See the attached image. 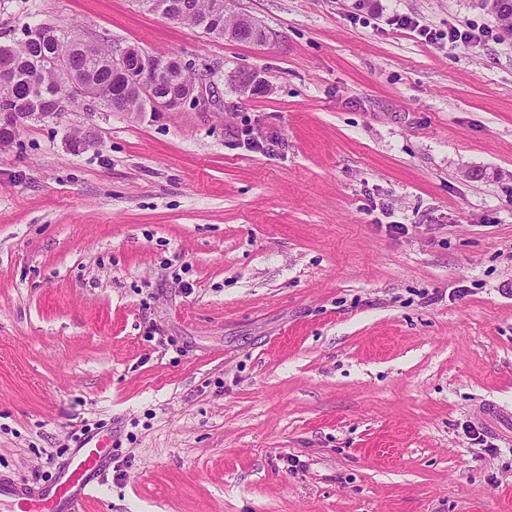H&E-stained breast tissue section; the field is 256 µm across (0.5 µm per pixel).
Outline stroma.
Segmentation results:
<instances>
[{"label": "stroma", "instance_id": "obj_1", "mask_svg": "<svg viewBox=\"0 0 512 512\" xmlns=\"http://www.w3.org/2000/svg\"><path fill=\"white\" fill-rule=\"evenodd\" d=\"M236 9L264 41L0 0L2 46L50 24L214 85L88 99L0 152V474L50 480L89 423L112 463L86 512H512V39L386 22L494 25L483 0ZM388 24L395 26L397 29H408L412 31H418L419 34L424 37L425 41L437 44L442 40H448V42H481L491 31L489 28L476 27L474 24H466L462 27V30L453 25L448 27L447 31H437L431 28L421 26L418 21L398 12H393L388 18ZM224 83L239 95L252 97L267 93L268 84L259 72L231 70L224 74Z\"/></svg>", "mask_w": 512, "mask_h": 512}]
</instances>
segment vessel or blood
<instances>
[{"label":"vessel or blood","instance_id":"1","mask_svg":"<svg viewBox=\"0 0 512 512\" xmlns=\"http://www.w3.org/2000/svg\"><path fill=\"white\" fill-rule=\"evenodd\" d=\"M111 461V446L92 436L59 467L50 483H18L0 476V512H84Z\"/></svg>","mask_w":512,"mask_h":512}]
</instances>
